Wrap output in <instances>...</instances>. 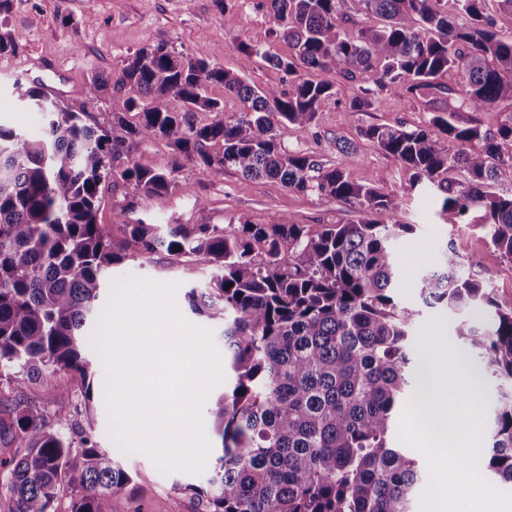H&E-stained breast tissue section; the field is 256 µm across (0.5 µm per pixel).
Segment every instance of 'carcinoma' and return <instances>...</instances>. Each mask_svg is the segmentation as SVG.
I'll list each match as a JSON object with an SVG mask.
<instances>
[{
  "label": "carcinoma",
  "mask_w": 512,
  "mask_h": 512,
  "mask_svg": "<svg viewBox=\"0 0 512 512\" xmlns=\"http://www.w3.org/2000/svg\"><path fill=\"white\" fill-rule=\"evenodd\" d=\"M359 0L383 21L342 27V0H268L292 54L244 45L240 69L194 60L164 44L126 60L115 83L95 75L75 109L39 86L21 98L44 116L39 134L0 124V370L19 365L27 380L46 366L93 378L98 361L84 328L103 289L105 268L124 255L97 224L103 189L130 185L150 197L178 186L174 176L139 164L133 149L161 139L213 179L234 169L285 189L342 199L346 222L314 230L241 215L214 224L124 225L125 248L196 256L214 268L209 288L185 293L191 311L222 328L230 379L214 402L222 454L203 484L178 494L199 512H410L424 471L389 441L393 415L426 386L425 356L413 335L415 311L398 302L395 243L413 225L400 221L402 196L351 182L277 139L280 125L309 129L332 86L307 78L334 69L362 78L348 112L378 107L401 86L431 113L417 128L373 126L366 138L412 171L409 189L436 193L444 213H481L480 229L512 263V190L499 188L512 166V115L495 132L464 112H490L512 100V0ZM260 58L292 78L294 90L255 88L245 72ZM461 75L460 96L439 99L441 76ZM211 84L247 103L230 120L197 126L194 112L221 114ZM135 92L121 112L83 120L108 87ZM221 146V152L210 149ZM448 245L418 281L428 308L467 309L456 339L477 371L501 381L488 426L486 476L512 486V296L462 273ZM231 288H226V285ZM131 473L91 437L60 436L34 405L0 409V512H112L131 493Z\"/></svg>",
  "instance_id": "1"
}]
</instances>
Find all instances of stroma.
Here are the masks:
<instances>
[{"label": "stroma", "mask_w": 512, "mask_h": 512, "mask_svg": "<svg viewBox=\"0 0 512 512\" xmlns=\"http://www.w3.org/2000/svg\"><path fill=\"white\" fill-rule=\"evenodd\" d=\"M228 12L234 16L229 26L224 23ZM0 28L20 36L17 50L0 52V123L32 133L39 129L42 118L19 99L13 87L17 80L27 87L54 86L61 99L71 102L92 75L119 78L127 58L148 44H164L175 52L220 63L231 71L238 68V46L242 43L265 47L284 58L291 52L279 35L267 0H11L9 12L0 15ZM311 78L333 84L336 94L323 105L310 129L279 126L281 144L286 150L314 156L323 167L343 170L355 183L372 185L385 193H404L400 219L412 224L414 230L396 246L403 281L398 299L402 306L417 312L414 332L421 347L428 353L440 352L442 372L451 375L456 354L454 326L461 314L422 307L416 288L420 274L449 244L461 255L465 274L483 280L497 295L512 296V263L477 229V213L462 218L444 214L422 190L408 191L409 171L364 135L365 129L374 125L425 126L428 113L395 87L385 93L379 108L350 116L346 110L359 93L358 82L346 80L333 70L312 72ZM134 157L147 167L176 170L180 186L140 200L132 213L122 209V192H105L97 222L117 244L125 238V225L140 217L157 224L198 223L195 201L199 198L207 203L209 223L220 228L240 215L257 223L277 217L314 229L352 217V207L345 201L294 192L231 169L225 170L223 179H211L202 167L187 162L162 140L140 143ZM212 272V266L193 256L140 253L110 266L103 277L108 283L127 275L176 281L183 289L205 285ZM24 376L18 366L0 372V405L19 396L27 398L50 415L54 429L69 438H78L83 429H93L99 447L134 473L139 500L115 498L112 512H134L139 503L147 512H196V503L176 496L173 487L204 482V475L164 474L143 455L123 454L109 436L105 402H94L93 415H86L77 374L49 366L36 381L17 387V380ZM496 393L495 382L486 381L485 399L460 411L461 416L472 417L476 423L475 448L465 457L467 472L480 478L485 475L487 460L489 401ZM61 397L69 398L74 406L69 415L54 413V401ZM413 409V403H406L392 439L396 447L422 464L426 473L412 512H434L433 482L438 460L425 450L422 439L410 435L418 426Z\"/></svg>", "instance_id": "35a3bbf8"}]
</instances>
